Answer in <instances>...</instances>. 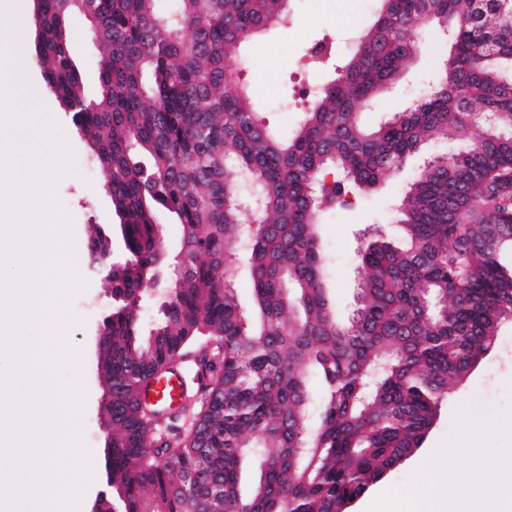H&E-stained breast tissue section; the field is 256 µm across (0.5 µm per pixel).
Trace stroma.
<instances>
[{"label": "stroma", "mask_w": 512, "mask_h": 512, "mask_svg": "<svg viewBox=\"0 0 512 512\" xmlns=\"http://www.w3.org/2000/svg\"><path fill=\"white\" fill-rule=\"evenodd\" d=\"M290 22L286 29L251 40L238 62L241 82L249 85L263 102L260 119L271 129L287 136L294 132L307 106L302 93L307 86L324 84L334 75L335 65L343 64L353 43L349 32L332 21L333 15L348 18L357 27L373 20L375 0H289ZM35 0H22L20 12L0 13V29L23 23L27 40L20 58L36 81H43L42 67L33 55ZM412 38L418 46L416 57L405 67L402 79L386 89L363 113L372 125L404 111L435 84L450 49L445 33L431 25L417 26ZM335 48L334 65L311 64L307 50L318 41ZM69 44L82 69L88 94L97 90V51L88 35L84 19L71 21ZM51 111L47 121L54 136L64 138L73 153L66 172L56 180L53 212L59 223L50 237L49 258L68 253L71 265L58 271V303L68 317L66 339L53 350L47 379L58 399L73 408L70 423L46 420L44 433L50 439L76 435L82 447L96 451L95 478L88 494L96 501L106 491L107 434L98 419L102 399L95 361V336L112 298L102 280L85 262L89 227L113 224L117 217L110 198L102 191L97 172H86L92 157L86 141L71 123L52 89H45ZM485 128L483 117L465 128L459 137L436 141L411 155L403 172L367 194L357 195L351 206L324 215L317 233L328 257L329 296L340 324H348L357 305L361 273V252L368 241L367 228L380 230L391 242H399L397 206L408 183L426 158L453 153L474 142ZM512 468V319L502 321L494 345L476 368L449 391L438 408L435 421L421 446L372 485L348 508L365 512L377 496H384L391 512L403 506L393 491L419 481L444 484L466 477L478 490L496 482L500 471Z\"/></svg>", "instance_id": "35a3bbf8"}]
</instances>
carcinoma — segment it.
I'll list each match as a JSON object with an SVG mask.
<instances>
[{
  "label": "carcinoma",
  "instance_id": "carcinoma-1",
  "mask_svg": "<svg viewBox=\"0 0 512 512\" xmlns=\"http://www.w3.org/2000/svg\"><path fill=\"white\" fill-rule=\"evenodd\" d=\"M81 15L98 51L87 95L69 49ZM512 0H379L347 62L309 97L295 131L259 120L229 66L248 40L288 25V0H38L35 51L45 80L95 158L119 218L124 260L90 225L87 258L112 293L101 330L112 391V477L121 512H346L421 447L438 405L494 344L512 314ZM451 36L440 80L378 126L361 120L416 53L413 27ZM478 105L488 127L469 147L424 164L400 204L404 244L365 246L360 300L336 322L315 232L319 216L395 177ZM260 201L241 222L240 189ZM183 227L179 252L158 230ZM244 260L252 311L233 277ZM173 289L142 329L151 276ZM195 356L202 399L162 413L145 400L162 370ZM314 372L325 400L306 427ZM247 454L260 479L238 491Z\"/></svg>",
  "mask_w": 512,
  "mask_h": 512
}]
</instances>
